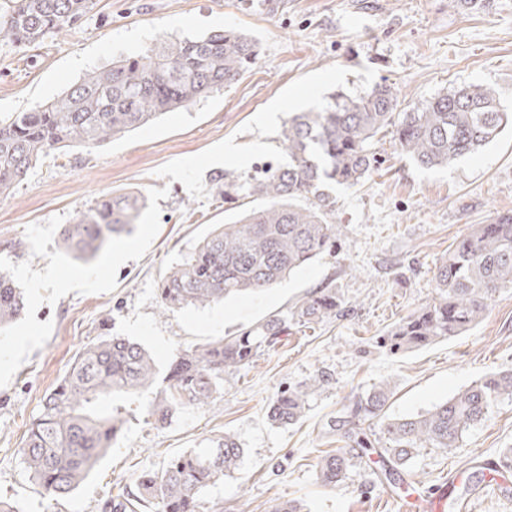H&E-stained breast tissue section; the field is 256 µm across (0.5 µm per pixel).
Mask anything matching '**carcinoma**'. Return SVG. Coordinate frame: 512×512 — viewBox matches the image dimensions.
Instances as JSON below:
<instances>
[{"label": "carcinoma", "instance_id": "cac0c4a2", "mask_svg": "<svg viewBox=\"0 0 512 512\" xmlns=\"http://www.w3.org/2000/svg\"><path fill=\"white\" fill-rule=\"evenodd\" d=\"M94 5L95 0H0V41L34 44L75 26ZM258 56L257 41L233 30L163 39L88 73L49 103L0 120V195L10 194L40 157L99 147L186 109L237 82ZM397 108L393 87L384 82L362 95L334 92L322 108L289 116L281 132L288 162L257 167L244 181L227 172L217 177L224 184V204L232 209L247 200L259 205L236 222L215 225L166 273L158 288L161 307H206L262 291L331 251L342 234V225L334 222L332 189L360 186L371 178L379 163L378 135L390 134L402 155L432 169L481 151L512 127V112L484 85L457 86L403 112ZM144 209L135 195H106L62 227V247L73 259L87 262L113 239L130 234ZM433 280L437 296L390 331L391 350L420 348L468 332L489 312L496 293L512 288V214L476 224L453 242ZM339 311L336 289L319 288L284 314L178 352L164 370L140 343L107 336L83 349L45 396L20 448L24 467L46 494L68 497L118 440L126 418L112 409V400L152 392L149 415L154 425H163L178 409L213 400L223 387L224 370L244 366L274 347L288 322L307 327ZM24 314L21 289L0 273V329ZM323 382L315 375L279 391L268 405L270 423H297ZM392 394L390 382H382L330 422V431L350 447L320 457L316 477L322 486H340L354 463L373 454L383 463L376 478L394 482L410 472L417 449L459 447L497 401L512 398V368L404 418L386 415ZM374 420L380 422L382 448L373 439ZM242 458L241 444L226 433L170 457L158 471L143 472L140 496L117 494L103 503L102 512H136L138 506L150 512H200L204 491L237 470Z\"/></svg>", "mask_w": 512, "mask_h": 512}]
</instances>
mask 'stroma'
I'll list each match as a JSON object with an SVG mask.
<instances>
[{"label":"stroma","instance_id":"obj_1","mask_svg":"<svg viewBox=\"0 0 512 512\" xmlns=\"http://www.w3.org/2000/svg\"><path fill=\"white\" fill-rule=\"evenodd\" d=\"M233 29L255 37L260 56L240 80L190 108L102 146L43 156L12 193L0 196V272L20 288L25 316L0 332V498L23 512H101L177 452L233 434L240 468L202 495L201 512H270L296 499L308 512H397L374 481V463L353 466L336 489L320 486L316 464L338 448L328 424L355 395L382 381L395 390L388 414L432 408L484 375L512 368V288L496 293L469 332L394 352L382 341L436 294L433 271L473 225L512 213V129L481 152L424 170L377 145L379 173L336 191V250L289 278L208 308L163 310L158 285L211 225L224 221L214 180L284 160L279 139L289 113L317 109L332 91L391 84L399 109L460 84L495 89L512 110V0H96L72 29L38 45L0 44V117L25 112L120 55L160 38ZM135 193L146 209L131 234L79 262L59 247L60 230L106 194ZM336 288L339 314L282 341L250 364L225 370L213 401L150 425V395L125 403L129 417L113 447L78 490L43 493L19 448L44 396L80 351L104 333L144 345L160 366L178 352L236 333L286 310L307 293ZM321 374L325 383L296 425L266 419L272 396ZM512 448V399L497 402L459 447L421 449L412 469L426 496L476 483L487 460Z\"/></svg>","mask_w":512,"mask_h":512}]
</instances>
